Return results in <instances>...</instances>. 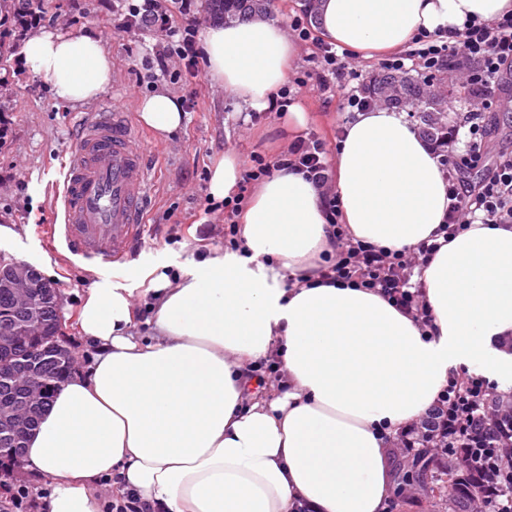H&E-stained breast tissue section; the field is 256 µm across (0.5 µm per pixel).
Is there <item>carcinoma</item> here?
<instances>
[{"mask_svg": "<svg viewBox=\"0 0 512 512\" xmlns=\"http://www.w3.org/2000/svg\"><path fill=\"white\" fill-rule=\"evenodd\" d=\"M207 9L216 18L226 22L250 20L256 16H272L274 0H206ZM53 8V0H0V67L6 65L8 56L14 50L29 28L32 20L43 21ZM367 91L383 104L399 108L411 107L423 125L424 136L434 142L448 139V113L445 107V90L439 88L433 93L424 89V79L419 75L406 73L397 75L384 72L372 80ZM20 312L14 307L12 297L5 288H0V336L11 329L19 320ZM40 335L23 338L15 346L16 356L26 353L33 345H47L59 331L57 318L48 309H40ZM72 355L53 353L44 364L47 386L62 378ZM38 419L31 421L27 431L13 439L0 430V448L9 444L11 448H25L30 431L35 429ZM398 479L409 482L417 493L437 499L444 505L443 512H481L478 501V487L475 481L459 474L448 465L433 468L420 459L405 471L398 472Z\"/></svg>", "mask_w": 512, "mask_h": 512, "instance_id": "obj_1", "label": "carcinoma"}]
</instances>
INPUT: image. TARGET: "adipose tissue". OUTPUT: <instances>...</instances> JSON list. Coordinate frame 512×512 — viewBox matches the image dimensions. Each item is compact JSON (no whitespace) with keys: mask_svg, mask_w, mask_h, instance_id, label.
<instances>
[{"mask_svg":"<svg viewBox=\"0 0 512 512\" xmlns=\"http://www.w3.org/2000/svg\"><path fill=\"white\" fill-rule=\"evenodd\" d=\"M508 10L512 0H319L317 25L337 49L371 58ZM199 48L209 79L244 112L275 109L302 53L263 18L211 25ZM20 56L63 101H92L112 82L94 34L38 28ZM138 112L162 139L185 120L166 92ZM242 175L225 152L210 199L237 193ZM333 180L349 234L391 250L431 239L448 211L436 154L397 111L345 126ZM237 221L241 249L176 277L155 264L134 283L88 288L79 327L95 358L25 443L26 461L51 482L43 512H99L104 480L150 512H293L299 500L314 512H388L390 433L420 419L454 371L512 386V225L472 224L441 242L419 276L432 312L423 329L375 291L321 281L336 240L302 174L283 167L260 181ZM138 294L151 300L146 338L135 332ZM272 354L285 374L273 398L247 369Z\"/></svg>","mask_w":512,"mask_h":512,"instance_id":"adipose-tissue-1","label":"adipose tissue"}]
</instances>
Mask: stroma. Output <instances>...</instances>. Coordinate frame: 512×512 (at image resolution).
I'll use <instances>...</instances> for the list:
<instances>
[{
	"mask_svg": "<svg viewBox=\"0 0 512 512\" xmlns=\"http://www.w3.org/2000/svg\"><path fill=\"white\" fill-rule=\"evenodd\" d=\"M53 5L56 13L72 18L68 33L91 32L103 40L112 58V83L101 100L134 115L140 99L166 91L188 106L185 123L172 139L160 140L152 132L144 138L154 189L146 204L144 231L122 264L119 278L130 277L139 264H163L177 274L201 256L223 252L229 246L224 214L204 212L209 168L230 149L247 168L255 157L268 158L286 149L293 137L283 114L265 111L246 116L203 71L182 76L176 84L158 73L150 84H143L142 59L160 38L148 28L114 32L112 21L124 9L123 0H54ZM299 103L308 116V131L325 141L328 152H335L336 132L354 118V111L341 98L326 97L314 77ZM94 108L91 102L58 100L46 85L23 71L18 55H10L7 83L0 88V122L8 127L0 141V225L22 226L24 235L18 243L0 241V252L26 262L35 255L50 257L68 327L65 343L79 371L95 354L78 325V310L92 279L86 263L66 262L50 246L47 226L55 221L52 195L78 138L76 120Z\"/></svg>",
	"mask_w": 512,
	"mask_h": 512,
	"instance_id": "obj_1",
	"label": "stroma"
}]
</instances>
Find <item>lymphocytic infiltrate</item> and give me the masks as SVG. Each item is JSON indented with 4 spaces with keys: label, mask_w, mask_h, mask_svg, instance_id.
Instances as JSON below:
<instances>
[{
    "label": "lymphocytic infiltrate",
    "mask_w": 512,
    "mask_h": 512,
    "mask_svg": "<svg viewBox=\"0 0 512 512\" xmlns=\"http://www.w3.org/2000/svg\"><path fill=\"white\" fill-rule=\"evenodd\" d=\"M176 9L188 17L179 26L171 21ZM194 12L195 0H142L138 5L132 0L116 28L125 32L146 27L158 32L162 46L146 67L176 81L182 74L198 70ZM315 61L325 76L326 91L346 96L348 106L359 111L376 107V100L364 89H349V80L357 79L359 72L348 55L338 54L335 46L322 43ZM382 67L391 72L410 69L425 77L439 72L456 73L462 79L461 86L469 100V109L463 116L469 144L461 151L450 145L438 152L448 180V213L442 232L452 237L475 222L512 224V140L500 146L495 156L486 152L497 112L492 93L503 76L512 75V13H503L491 21L473 18L460 28L420 34L402 53L384 59ZM282 167L304 175L324 196L325 218L334 229L337 254L322 264L323 280L375 290L420 325H429L431 311L421 287L411 278L415 268L424 266L436 252V245L423 243L402 253L350 237L339 222L333 166L318 137H299L273 159L256 158L244 179L256 181ZM479 169L487 170V177L479 185L468 186L467 175ZM497 398L486 377L473 376L464 381L450 377L444 393L430 410L428 421L393 435L389 445L402 457L412 459L426 446L449 449L451 464L483 474L493 512H512V500L501 496L498 483L505 475L504 462L512 460V434L501 432L492 448L480 447L476 441L479 430L493 413L508 412L507 406L497 405Z\"/></svg>",
    "instance_id": "obj_1"
}]
</instances>
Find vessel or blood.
<instances>
[{
  "label": "vessel or blood",
  "instance_id": "vessel-or-blood-1",
  "mask_svg": "<svg viewBox=\"0 0 512 512\" xmlns=\"http://www.w3.org/2000/svg\"><path fill=\"white\" fill-rule=\"evenodd\" d=\"M61 174L53 241L66 259L114 269L143 231L149 174L136 127L107 103L84 113Z\"/></svg>",
  "mask_w": 512,
  "mask_h": 512
}]
</instances>
